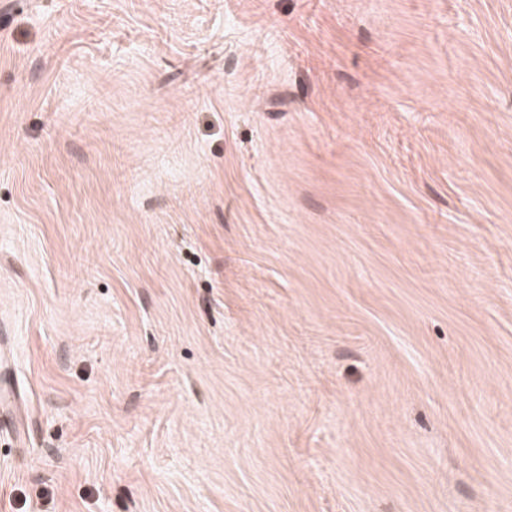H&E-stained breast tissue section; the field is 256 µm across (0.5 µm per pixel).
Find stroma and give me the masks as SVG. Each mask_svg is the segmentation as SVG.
<instances>
[{
	"label": "stroma",
	"instance_id": "obj_1",
	"mask_svg": "<svg viewBox=\"0 0 512 512\" xmlns=\"http://www.w3.org/2000/svg\"><path fill=\"white\" fill-rule=\"evenodd\" d=\"M0 512H512V0H0Z\"/></svg>",
	"mask_w": 512,
	"mask_h": 512
}]
</instances>
